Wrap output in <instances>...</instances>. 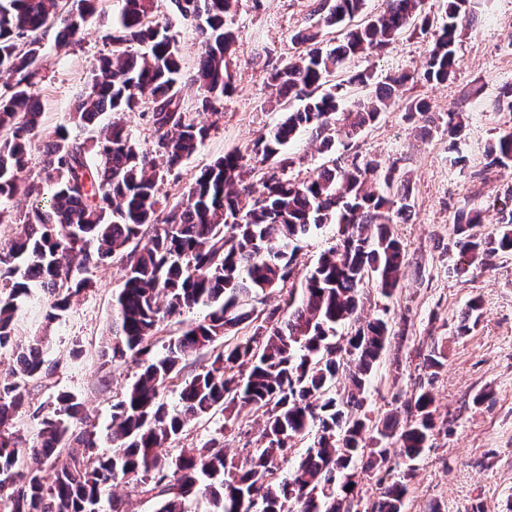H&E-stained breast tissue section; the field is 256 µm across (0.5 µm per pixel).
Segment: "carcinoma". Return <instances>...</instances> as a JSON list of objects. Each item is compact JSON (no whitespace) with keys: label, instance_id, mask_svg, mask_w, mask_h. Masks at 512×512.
<instances>
[{"label":"carcinoma","instance_id":"obj_1","mask_svg":"<svg viewBox=\"0 0 512 512\" xmlns=\"http://www.w3.org/2000/svg\"><path fill=\"white\" fill-rule=\"evenodd\" d=\"M100 0H0V223L18 225L0 250V349L17 351V366L0 373V505L5 512H102L103 492L117 478L159 497L156 512H186L198 494L212 512H404L409 489L387 481L391 456L414 461L439 430L435 398L419 387L407 417L374 424L363 394L389 341L387 308L372 318L358 313L360 291L371 283L390 299L409 266L391 226L411 217L413 204L399 186L395 166L332 159L317 175H286L288 143L303 129L323 146L378 121L400 98L410 75L387 77L376 96L344 106L342 84L330 77L353 55L378 51L409 31L422 34L435 19L423 0H385V8L356 25L365 0H313L312 14L340 30L322 50L319 32L294 40L299 54L270 73L278 94L301 102L283 122L259 135L246 151L224 153L200 170L181 204L158 209L164 176L190 158L210 125L183 111V67L173 24L155 21L158 0H122L111 46L92 71L87 92L71 114V126L40 136L43 107L33 88L40 75L44 39L75 47L98 12ZM468 0H448L446 22L429 44L423 78L444 84L453 72L456 41ZM177 15L197 26L201 53L192 81L199 108L215 109L233 91L231 28L241 0H173ZM138 45L143 53L132 50ZM149 104L154 141L142 150L122 114ZM410 118L429 112L421 98L403 103ZM106 112L116 114L102 124ZM92 129L93 135L82 136ZM42 167L28 174L29 155ZM256 156L274 172L246 182V160ZM486 167L512 160V131L490 149ZM35 197L28 210L20 198ZM483 209L465 206L453 220V246L472 267L484 256L512 253V225L480 234ZM334 224L336 245L308 271L301 290L288 289L283 306L264 315L249 302L289 282L297 242ZM119 258L124 284L112 309L111 362L131 360L136 379L112 404L110 455L99 452L95 426L78 395L62 392L53 407L31 409V389L50 380L57 363L45 359L44 338L16 335L20 311L36 290L50 297L46 319L66 314L93 287L92 269ZM197 307L207 315L169 339L158 336L167 317ZM481 318L472 299L457 326L471 332ZM352 323L354 331L337 335ZM206 359L182 375L191 357ZM348 373V388L334 389ZM179 388L178 405L161 400ZM265 417L259 444H243L238 464L227 460L224 433L175 457L164 451L182 440L185 427L219 409L235 421L244 409ZM38 420V439L25 447L12 432L25 412ZM311 438L303 452L297 442ZM368 459L358 469L357 463ZM379 494L358 509L362 475Z\"/></svg>","mask_w":512,"mask_h":512}]
</instances>
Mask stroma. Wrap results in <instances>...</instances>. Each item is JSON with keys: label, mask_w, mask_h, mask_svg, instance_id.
Masks as SVG:
<instances>
[{"label": "stroma", "mask_w": 512, "mask_h": 512, "mask_svg": "<svg viewBox=\"0 0 512 512\" xmlns=\"http://www.w3.org/2000/svg\"><path fill=\"white\" fill-rule=\"evenodd\" d=\"M121 8L102 0L99 23L88 27L80 45L58 48L47 42L36 93L45 108L44 131L68 124L88 88L97 59L106 49L103 35ZM472 21L456 43L457 65L447 83L417 80L407 93L429 101L420 121H407L393 106L356 135H338L332 154L320 152L311 133L289 145L290 178L312 176L330 156L359 157L397 164L414 203L411 219L393 225L412 266L390 301L366 292L365 314L389 306L393 335L365 394L372 421L403 414L402 399L429 384L442 421L431 448L412 464L394 467L392 479L406 478V512H512V254L500 253L483 269L453 273V219L464 204L503 196L512 189V161L486 168V151L499 132L512 128V113L496 111L503 84L512 83V0H470ZM306 0H242L234 18L236 44L231 57L235 91L218 103L210 136L198 153L166 175L159 190L163 207L176 205L201 168L225 151L245 149L260 133L279 123L290 104H277L266 77L298 52L293 37L317 26ZM428 37L405 33L371 55L348 60L345 71L373 72L376 79L422 71ZM462 116V130L449 137L441 116ZM122 263L94 269L93 288L83 293L63 319L45 323L46 305L37 300L20 314L24 334L46 337L48 360L58 362L54 379L34 388L32 407L46 406L66 390L84 400L99 436V450L111 453L108 439L112 403L134 380L130 363L101 359L110 339L112 301L123 285ZM481 300V321L461 336L457 327L471 298ZM82 356H74V346ZM441 350L445 367L430 377L424 359ZM484 390L492 397L474 404Z\"/></svg>", "instance_id": "1"}]
</instances>
